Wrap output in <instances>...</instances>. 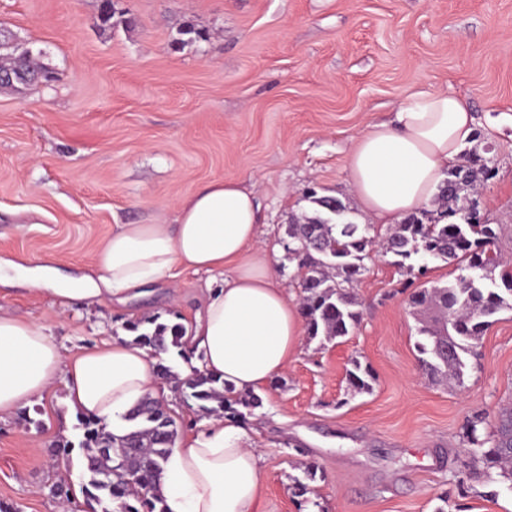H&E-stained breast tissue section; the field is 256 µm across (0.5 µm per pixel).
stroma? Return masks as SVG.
Segmentation results:
<instances>
[{"label":"stroma","mask_w":512,"mask_h":512,"mask_svg":"<svg viewBox=\"0 0 512 512\" xmlns=\"http://www.w3.org/2000/svg\"><path fill=\"white\" fill-rule=\"evenodd\" d=\"M0 0V27L40 52L47 86L0 88V258L50 260L67 276L118 224H171L200 185L252 190L260 243L285 240L305 194L359 209L348 154L369 124L417 91L465 98L468 152L491 161L473 193L512 257V0ZM200 31L192 38L190 30ZM409 269L373 256L355 285L359 327L341 343L302 339L261 392L246 430L262 457L258 512H512V483L476 479L464 438L475 415L512 403V310L496 315L462 384L427 378L404 282L453 281V267ZM183 272L126 304L56 307L21 280L0 308L46 320L62 358L119 339L126 321L191 319L205 284ZM371 393L350 396L351 360ZM81 432L63 381L0 414V503L12 512H82ZM73 443L69 459L59 444ZM306 462L317 466L296 494Z\"/></svg>","instance_id":"obj_1"}]
</instances>
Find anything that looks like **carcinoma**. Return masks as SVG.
Wrapping results in <instances>:
<instances>
[{
	"instance_id": "carcinoma-1",
	"label": "carcinoma",
	"mask_w": 512,
	"mask_h": 512,
	"mask_svg": "<svg viewBox=\"0 0 512 512\" xmlns=\"http://www.w3.org/2000/svg\"><path fill=\"white\" fill-rule=\"evenodd\" d=\"M4 55L6 70L20 68L28 75L51 73L31 57L14 56L8 49ZM489 163L473 153L468 155L440 184L438 209L422 208L408 215L380 239L370 234L371 225L362 227L350 219L342 200L309 190L312 214L305 213L287 224L288 253L283 256L297 267L300 312L309 340L331 342L358 327L361 302L353 287L367 272L365 260L375 244L382 245L383 253L399 258L401 267L414 255L441 260L459 270L455 280L410 295V303L422 313L419 362L431 379L461 382L466 356L474 354L493 318L505 309L512 310V271H503L500 279H495L496 270L503 266L497 248L498 225L479 220L465 196L468 187L491 172ZM124 330L130 333L131 344L158 359L156 370L170 379L173 392L196 412L244 423L261 407V398L253 392L234 394L224 381L194 366L182 377L164 364L167 355L191 363L192 356L183 349L181 317L130 320ZM373 381L370 368L357 360L346 370L348 391L353 395L370 392ZM168 418L156 398L139 403L124 416L128 429L122 435L112 433L95 418L78 416L79 448L86 460L82 490L91 512H165L157 477L177 438L176 423L162 427ZM484 423L479 415L468 422L465 438L469 451L486 464L487 479H493L492 470L496 469L498 476L512 482V409L500 411L485 433L480 430ZM120 456L141 470L149 490H133L121 481L105 478L112 461Z\"/></svg>"
}]
</instances>
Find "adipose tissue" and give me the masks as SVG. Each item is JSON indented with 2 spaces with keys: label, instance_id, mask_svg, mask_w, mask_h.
Listing matches in <instances>:
<instances>
[{
  "label": "adipose tissue",
  "instance_id": "obj_1",
  "mask_svg": "<svg viewBox=\"0 0 512 512\" xmlns=\"http://www.w3.org/2000/svg\"><path fill=\"white\" fill-rule=\"evenodd\" d=\"M474 137L467 101L446 91L417 92L392 122L369 125L349 155L351 184L372 218L386 224L434 199L449 167ZM250 191L214 180L179 205L172 224H119L90 260V275L59 282L52 266L0 259V282L18 278L55 294L122 303L181 271L221 274L186 325L185 349L200 369L236 391H257L284 372L302 336L297 307L267 249L258 248ZM146 349L115 340L62 360L46 321L0 310V413L29 404L63 378L71 405L123 434L125 415L157 396ZM261 456L238 422L214 418L178 440L158 484L166 512H256Z\"/></svg>",
  "mask_w": 512,
  "mask_h": 512
}]
</instances>
